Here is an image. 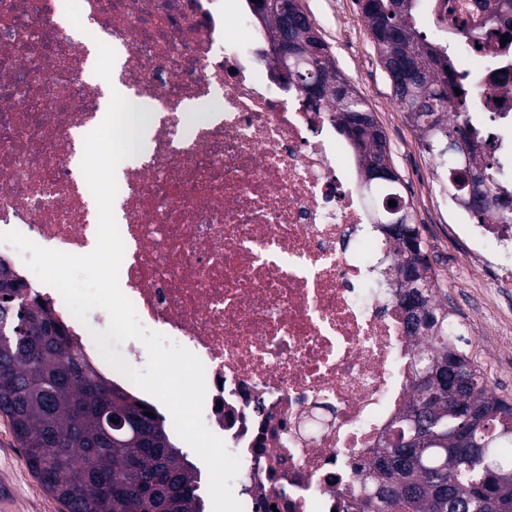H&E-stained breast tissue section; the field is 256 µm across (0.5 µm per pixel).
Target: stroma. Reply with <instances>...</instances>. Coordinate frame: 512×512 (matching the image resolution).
I'll return each instance as SVG.
<instances>
[{
    "label": "stroma",
    "instance_id": "obj_1",
    "mask_svg": "<svg viewBox=\"0 0 512 512\" xmlns=\"http://www.w3.org/2000/svg\"><path fill=\"white\" fill-rule=\"evenodd\" d=\"M328 45L337 69L374 113L387 142L401 192L410 204L424 240L435 278L448 309L463 323L478 316L486 322L470 337L468 351L491 391L512 402V335L496 328L511 313L490 306L467 271L462 250L448 240L456 213L440 203L438 188L428 178L432 162L421 148L418 133L406 112L394 103L389 76L367 31L357 0H300ZM0 490L8 495L7 512H65L27 468L5 417L0 416Z\"/></svg>",
    "mask_w": 512,
    "mask_h": 512
}]
</instances>
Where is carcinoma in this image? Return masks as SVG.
Segmentation results:
<instances>
[{
	"label": "carcinoma",
	"mask_w": 512,
	"mask_h": 512,
	"mask_svg": "<svg viewBox=\"0 0 512 512\" xmlns=\"http://www.w3.org/2000/svg\"><path fill=\"white\" fill-rule=\"evenodd\" d=\"M423 0H357L381 59L389 60L394 100L419 133L434 163L436 180L459 206L469 179L504 208L500 223L512 224V184L504 169L477 163L485 143L469 121H449L465 112L476 91L474 78L455 66V45L431 41L418 27ZM256 15L275 42L278 18L255 5ZM345 86L328 95L336 128L347 138L365 173L370 159H385V135L371 128L350 138L349 115L369 108L336 68L331 56L315 61L310 75ZM461 93H455V89ZM460 140L470 159L462 166L445 150ZM466 207V206H464ZM477 222L487 209L466 207ZM396 277L410 270L423 306L418 337L433 342L414 369L408 410L387 438L386 448L368 465L369 481L355 512H497L490 497L512 505V458L502 456L501 432L512 425V403L494 395L461 347L466 338L448 335V303L440 297L423 242L394 239ZM25 285L0 263V415L10 423L26 464L66 512H205L197 494L198 473L171 441L165 420L147 416L151 408L93 366L64 326L45 308L26 303ZM122 414L126 426L110 434L109 416ZM470 429L473 441L490 449L487 458L456 449V435Z\"/></svg>",
	"instance_id": "1"
}]
</instances>
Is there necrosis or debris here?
<instances>
[{"label": "necrosis or debris", "instance_id": "4bbe7bcc", "mask_svg": "<svg viewBox=\"0 0 512 512\" xmlns=\"http://www.w3.org/2000/svg\"><path fill=\"white\" fill-rule=\"evenodd\" d=\"M483 17L470 6L457 56L478 61L476 111L512 126V26ZM237 19L232 40L219 0H81L75 12L0 0V232L74 255L95 248L94 196L72 157L102 110L88 46L107 41L130 101L157 107L151 153L117 167L122 292L146 329L203 363L204 421L240 460L243 512H351L409 401L420 346L377 276L396 253L364 229L332 111L293 105L255 55L264 33L252 0ZM479 27L477 48L468 31ZM207 97L215 109L191 110ZM448 235L483 285L512 297L511 224L491 212ZM0 260L102 364L90 332L108 313L80 321L14 247L0 243Z\"/></svg>", "mask_w": 512, "mask_h": 512}]
</instances>
